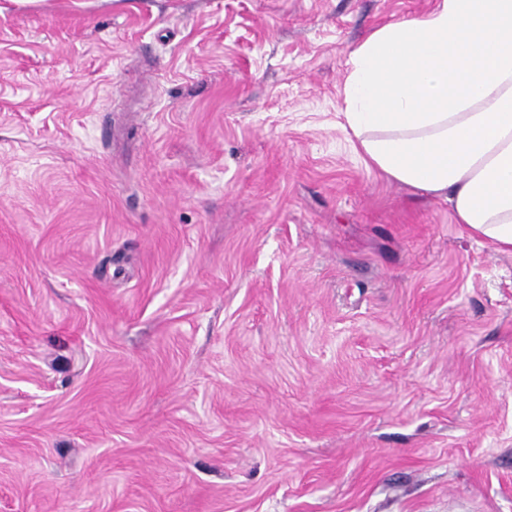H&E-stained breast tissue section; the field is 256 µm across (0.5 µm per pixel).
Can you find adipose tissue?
Wrapping results in <instances>:
<instances>
[{"label": "adipose tissue", "mask_w": 512, "mask_h": 512, "mask_svg": "<svg viewBox=\"0 0 512 512\" xmlns=\"http://www.w3.org/2000/svg\"><path fill=\"white\" fill-rule=\"evenodd\" d=\"M351 145L366 164L512 253V0H438L351 52Z\"/></svg>", "instance_id": "adipose-tissue-1"}]
</instances>
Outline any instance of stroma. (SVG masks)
Instances as JSON below:
<instances>
[{
  "instance_id": "35a3bbf8",
  "label": "stroma",
  "mask_w": 512,
  "mask_h": 512,
  "mask_svg": "<svg viewBox=\"0 0 512 512\" xmlns=\"http://www.w3.org/2000/svg\"><path fill=\"white\" fill-rule=\"evenodd\" d=\"M438 0H0V512H512V254L353 151Z\"/></svg>"
}]
</instances>
